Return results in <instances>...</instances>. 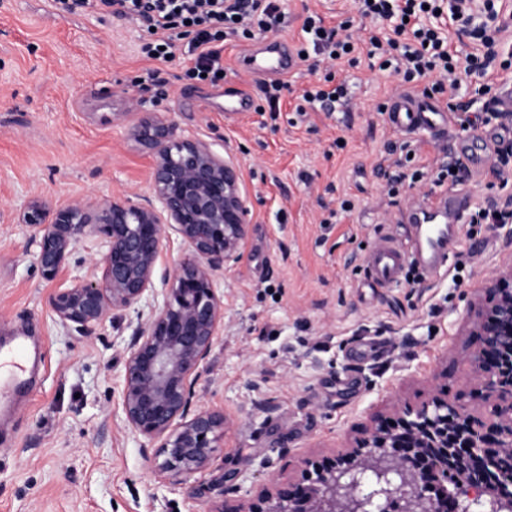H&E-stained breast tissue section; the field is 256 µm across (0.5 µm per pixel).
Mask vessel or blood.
<instances>
[{
  "label": "vessel or blood",
  "mask_w": 512,
  "mask_h": 512,
  "mask_svg": "<svg viewBox=\"0 0 512 512\" xmlns=\"http://www.w3.org/2000/svg\"><path fill=\"white\" fill-rule=\"evenodd\" d=\"M242 63L247 71L257 76L282 77L296 70L299 61L288 50L285 41L271 36L258 45L242 52ZM452 113L446 112L438 103L398 94L388 108V123L398 133L442 134L453 121ZM413 222L419 225V236L415 241L416 253L422 264L430 270L444 265L452 239L443 207L413 215ZM403 254L392 239L376 241L368 256V265L376 284L396 282L402 264ZM27 374L25 346L22 341L0 345V402H8L20 387Z\"/></svg>",
  "instance_id": "b4317fda"
}]
</instances>
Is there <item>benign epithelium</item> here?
<instances>
[{
  "label": "benign epithelium",
  "instance_id": "1",
  "mask_svg": "<svg viewBox=\"0 0 512 512\" xmlns=\"http://www.w3.org/2000/svg\"><path fill=\"white\" fill-rule=\"evenodd\" d=\"M134 135L154 153L161 211L128 198L56 210L32 201L19 220L35 228L37 264L48 278L82 239H103L101 277L50 295L64 326L86 329L139 304L161 276L162 305L130 343L120 408L132 431L157 444L159 471L188 477L209 466L224 428L223 414L189 410L224 320L215 271L238 258L247 209L234 166L206 143L159 121ZM163 213L189 254L160 272ZM504 281L487 280L469 316L477 348L467 360L488 396L486 410L435 394L393 418L378 417L355 446L305 460L297 479H271L236 512H473L474 505L512 512V289Z\"/></svg>",
  "mask_w": 512,
  "mask_h": 512
}]
</instances>
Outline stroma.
I'll list each match as a JSON object with an SVG mask.
<instances>
[{"instance_id":"1","label":"stroma","mask_w":512,"mask_h":512,"mask_svg":"<svg viewBox=\"0 0 512 512\" xmlns=\"http://www.w3.org/2000/svg\"><path fill=\"white\" fill-rule=\"evenodd\" d=\"M280 6L279 36L292 46L308 10L329 25L349 20L356 43L380 28L352 0ZM140 34L133 20L64 14L56 0H0V336L26 335L42 356L32 393L0 423V512H234L270 478H293L304 458L350 446L375 416L434 393L485 407L453 360L474 347L467 318L482 281L512 268V221L483 218L512 203V179L498 173V151L512 147L505 120L436 138L393 132L380 105L403 90L424 96L431 81L403 83L363 55L334 67L348 108L299 111L316 80L303 64L280 112L229 119L215 108L225 88L259 95L258 78L236 63L243 41L225 42L226 76L213 86L183 79L184 51L168 63L143 57ZM149 118L230 159L248 208L239 257L216 276L224 327L193 399L227 423L210 467L183 483L158 476L153 444L119 407L128 345L161 295L86 333L63 326L50 295L99 277L104 249L85 239L49 280L33 228L17 220L34 200L156 205L153 152L133 135ZM448 156L460 171L443 179ZM398 159L406 178L391 185L385 172ZM451 194L465 198L459 243L427 273L414 262L412 216ZM384 237L405 264L379 286L366 258ZM232 473L238 488L223 490Z\"/></svg>"}]
</instances>
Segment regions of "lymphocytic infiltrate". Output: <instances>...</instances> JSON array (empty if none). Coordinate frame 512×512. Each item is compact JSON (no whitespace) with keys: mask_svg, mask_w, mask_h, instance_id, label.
I'll list each match as a JSON object with an SVG mask.
<instances>
[{"mask_svg":"<svg viewBox=\"0 0 512 512\" xmlns=\"http://www.w3.org/2000/svg\"><path fill=\"white\" fill-rule=\"evenodd\" d=\"M62 11L81 9L91 13H108L138 22L147 36L139 44L140 53L151 60H174L178 46H185L194 61L183 77L190 81L218 84L224 79L222 49L226 40H250L256 35L276 32L287 24L278 0H58ZM361 16L389 23L387 37L369 38L368 58L377 62L379 70L404 66V81L434 76L430 91L441 94L455 89L456 72H464L485 82L493 75L492 63L499 55V43L488 33L489 22L497 21L493 0L484 6L487 20L474 24L476 0H356ZM449 11L451 20L473 22V38L481 49L458 55L452 51L446 36L435 28L420 25L421 14L435 16ZM301 30L306 44L297 54L309 61L311 53H319L337 61L355 50L349 38L339 35L338 28L325 27L316 16H305Z\"/></svg>","mask_w":512,"mask_h":512,"instance_id":"1","label":"lymphocytic infiltrate"}]
</instances>
